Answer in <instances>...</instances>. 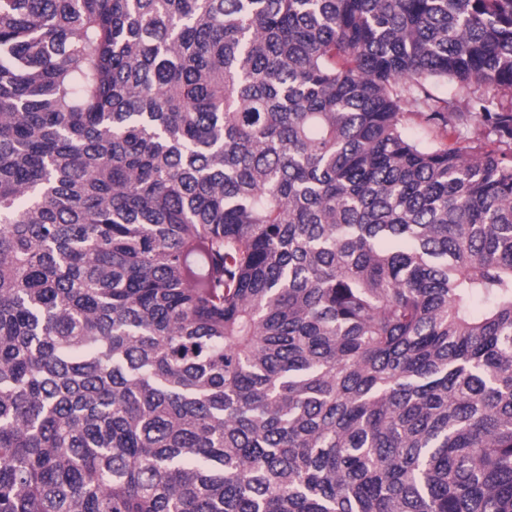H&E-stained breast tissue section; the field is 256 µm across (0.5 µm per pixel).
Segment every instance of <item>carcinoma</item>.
<instances>
[{"instance_id": "carcinoma-1", "label": "carcinoma", "mask_w": 512, "mask_h": 512, "mask_svg": "<svg viewBox=\"0 0 512 512\" xmlns=\"http://www.w3.org/2000/svg\"><path fill=\"white\" fill-rule=\"evenodd\" d=\"M506 97L512 0H0V512H512Z\"/></svg>"}]
</instances>
